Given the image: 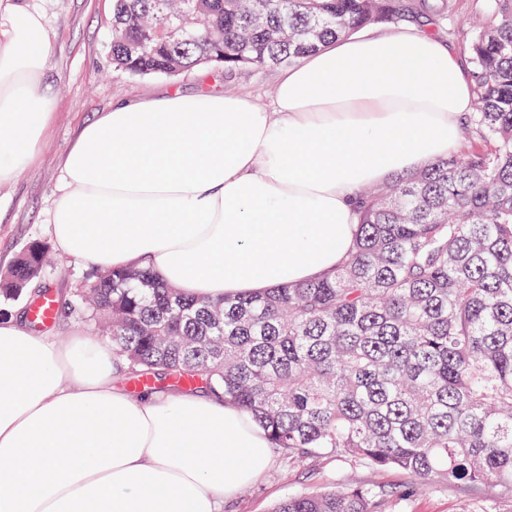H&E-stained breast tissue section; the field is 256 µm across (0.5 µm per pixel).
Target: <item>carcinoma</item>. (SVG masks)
I'll use <instances>...</instances> for the list:
<instances>
[{
    "label": "carcinoma",
    "instance_id": "1",
    "mask_svg": "<svg viewBox=\"0 0 512 512\" xmlns=\"http://www.w3.org/2000/svg\"><path fill=\"white\" fill-rule=\"evenodd\" d=\"M113 0V68L224 73L294 64L375 23L434 12L429 0ZM474 24L469 146L358 193L349 258L327 277L257 298L182 297L152 270L103 273L88 315L119 374L220 394L298 463L334 457L408 474L407 485L302 493L273 512H408L437 483L512 502V0ZM139 39L150 56L128 50ZM28 245L0 282L21 295L46 260ZM489 497L479 495L484 487Z\"/></svg>",
    "mask_w": 512,
    "mask_h": 512
}]
</instances>
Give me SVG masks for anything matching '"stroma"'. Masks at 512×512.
<instances>
[{"instance_id":"obj_1","label":"stroma","mask_w":512,"mask_h":512,"mask_svg":"<svg viewBox=\"0 0 512 512\" xmlns=\"http://www.w3.org/2000/svg\"><path fill=\"white\" fill-rule=\"evenodd\" d=\"M46 21L51 35L47 80L57 107L38 158L20 170L16 179L0 185V274L7 272L29 243L52 246L53 201L62 181V158L80 128L106 111L116 100L137 101L162 90L193 93L202 89L220 92L244 91L261 101H270L280 67L245 70L225 77L224 68L212 64L176 76L163 74L131 77L117 72L109 53L112 42V0H31ZM457 29L447 43L460 65L468 63V44L473 33L466 19L480 16L488 23L496 17L488 0H452ZM98 271L54 251L52 260L16 298L0 296V319L27 312L39 291L51 290L72 299L81 285ZM409 477L397 470L374 471L361 465L326 457L298 465L273 453L268 470L254 483L225 499L224 512H271L284 498L323 492L351 484H405ZM468 500L467 490L437 485L419 493L410 512H459Z\"/></svg>"}]
</instances>
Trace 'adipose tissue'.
I'll return each mask as SVG.
<instances>
[{
  "instance_id": "obj_1",
  "label": "adipose tissue",
  "mask_w": 512,
  "mask_h": 512,
  "mask_svg": "<svg viewBox=\"0 0 512 512\" xmlns=\"http://www.w3.org/2000/svg\"><path fill=\"white\" fill-rule=\"evenodd\" d=\"M51 40L0 0V184L37 154L56 101ZM472 83L416 26L344 36L283 71L271 103L169 92L113 102L63 162L60 250L149 266L186 297L260 296L347 259L368 184L446 156ZM112 346L0 322V512H223L269 464L266 433L201 392L131 396Z\"/></svg>"
}]
</instances>
